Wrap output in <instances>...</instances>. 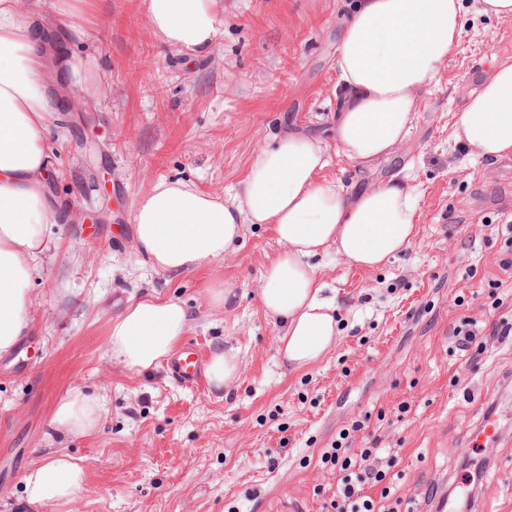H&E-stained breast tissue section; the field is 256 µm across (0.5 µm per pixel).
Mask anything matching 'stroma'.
Wrapping results in <instances>:
<instances>
[{"label": "stroma", "mask_w": 512, "mask_h": 512, "mask_svg": "<svg viewBox=\"0 0 512 512\" xmlns=\"http://www.w3.org/2000/svg\"><path fill=\"white\" fill-rule=\"evenodd\" d=\"M224 36L197 59L161 45L147 0H96V18L73 22L57 0H24L25 20L49 18L69 62L74 110L54 117L52 192L76 218L55 225L31 286L30 327L0 356V512H327L334 470L321 456L359 421L355 447L377 442L402 475L397 494L414 512L429 485L456 499L465 455L488 457L474 512H512V336H479L466 361L453 334L462 316L512 321L494 307L512 246V164L471 157L452 129L497 61L512 57V18L462 0L461 35L434 82L418 92L409 137L363 168L336 145L343 21L355 0H222ZM291 131L320 137L322 178L355 192L410 176L419 193L418 236L381 269L318 258L340 336L317 365L294 370L277 354L283 323L258 291L282 250L270 225H244L233 251L198 270L168 274L136 247L133 205L159 179L225 195L252 154ZM107 223H93L103 205ZM231 289L229 305L210 289ZM147 295L190 313L183 343L204 353L237 349L238 379L223 391L172 380L166 365L125 369L108 351L111 319ZM105 396L95 436L55 432L57 402L74 388ZM494 410L498 434L479 433ZM73 456L84 482L65 503L27 501L24 478L55 451Z\"/></svg>", "instance_id": "stroma-1"}]
</instances>
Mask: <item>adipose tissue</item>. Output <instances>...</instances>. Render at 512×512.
<instances>
[{
  "mask_svg": "<svg viewBox=\"0 0 512 512\" xmlns=\"http://www.w3.org/2000/svg\"><path fill=\"white\" fill-rule=\"evenodd\" d=\"M148 14L161 44L197 56L213 54L224 34L219 0H148ZM461 30L460 0H356L336 60L343 96L336 141L346 159L367 167L401 145L418 91L435 79ZM63 66L20 17L18 0H0V355L11 353L30 325L36 261L50 248L51 226L65 219L44 191ZM454 137L478 158L512 155V58L497 62L471 93ZM326 165L319 139L291 133L256 150L240 189L226 197L180 179L158 180L132 210L137 249L156 270L189 272L222 260L243 225H271L284 250L263 276L258 299L285 326L277 338L283 360L313 366L339 334L315 258L332 248L348 265L373 269L417 237V193L409 182L392 178L352 194L321 178ZM188 325L179 301L142 298L113 318L109 352L129 370H152ZM105 406L103 396L72 389L57 403L53 426L93 436ZM83 482L82 466L57 453L30 469L25 493L31 504L53 505L71 500Z\"/></svg>",
  "mask_w": 512,
  "mask_h": 512,
  "instance_id": "ef3b65f1",
  "label": "adipose tissue"
}]
</instances>
